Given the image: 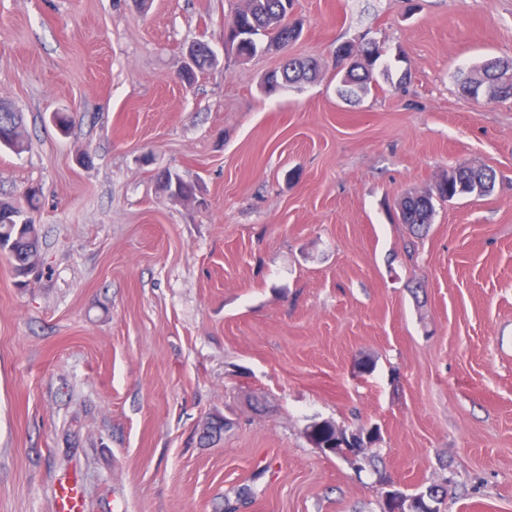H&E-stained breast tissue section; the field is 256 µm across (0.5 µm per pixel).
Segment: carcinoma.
<instances>
[{
	"mask_svg": "<svg viewBox=\"0 0 512 512\" xmlns=\"http://www.w3.org/2000/svg\"><path fill=\"white\" fill-rule=\"evenodd\" d=\"M293 0H248V6L235 12L225 27V41L242 58H250L257 53L256 36L268 38V47L284 50L294 40L293 32L297 25L289 20ZM364 51L369 57L370 72L351 68L340 70L337 94L349 103L358 101L369 94L374 81V70L382 57V51L376 42L366 44ZM214 66L213 57L202 54L196 66L184 69L181 79L192 84L197 74ZM477 71L481 75V85L493 89V99L512 98V62L488 59ZM316 71L308 66V61L296 57L284 58L280 67L268 73L265 85L269 89L289 87L311 80ZM0 147L16 154L29 147L19 113L0 102ZM162 191L175 200H187L195 196L193 183L182 179L170 171L157 173ZM495 172L487 167L474 170L466 164H460L448 172V180L441 187V194L449 193L458 198L475 193H488L487 184L494 183ZM435 212L434 198L430 196H412L403 203L401 223L410 225L416 231L424 230L432 222ZM0 250L8 253L15 276L25 277L37 268L41 261L40 239L37 224L13 200L0 198ZM320 439L330 448H348L352 452L351 462H356L364 441L361 437L344 432H336L332 427L320 430Z\"/></svg>",
	"mask_w": 512,
	"mask_h": 512,
	"instance_id": "obj_1",
	"label": "carcinoma"
}]
</instances>
